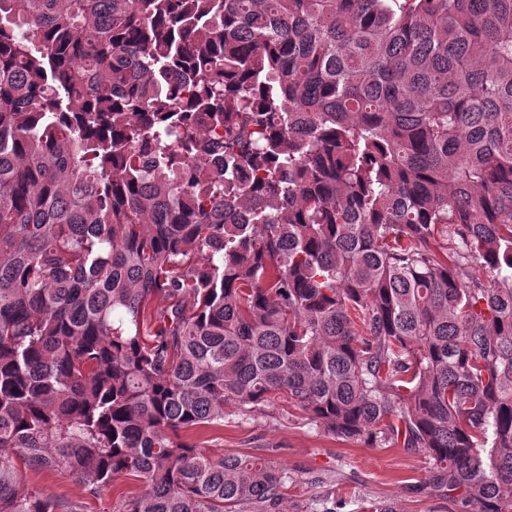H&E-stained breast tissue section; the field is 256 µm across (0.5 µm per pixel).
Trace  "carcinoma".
<instances>
[{"mask_svg": "<svg viewBox=\"0 0 512 512\" xmlns=\"http://www.w3.org/2000/svg\"><path fill=\"white\" fill-rule=\"evenodd\" d=\"M278 399L512 512V0H0V512H271ZM24 481L34 490L43 491L73 512H117L124 498L142 493L143 483L135 477H124L115 486L104 488L92 496L74 475L61 469H41L19 466Z\"/></svg>", "mask_w": 512, "mask_h": 512, "instance_id": "carcinoma-1", "label": "carcinoma"}]
</instances>
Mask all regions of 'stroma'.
<instances>
[{"label":"stroma","instance_id":"35a3bbf8","mask_svg":"<svg viewBox=\"0 0 512 512\" xmlns=\"http://www.w3.org/2000/svg\"><path fill=\"white\" fill-rule=\"evenodd\" d=\"M214 455L244 453L272 459L290 478L276 512H454L445 490L434 487L426 455L403 447L368 448L323 433L287 402L257 412L227 408L224 425L193 435ZM28 486L72 512H118L140 495L142 482L124 477L90 495L67 471L20 466Z\"/></svg>","mask_w":512,"mask_h":512}]
</instances>
